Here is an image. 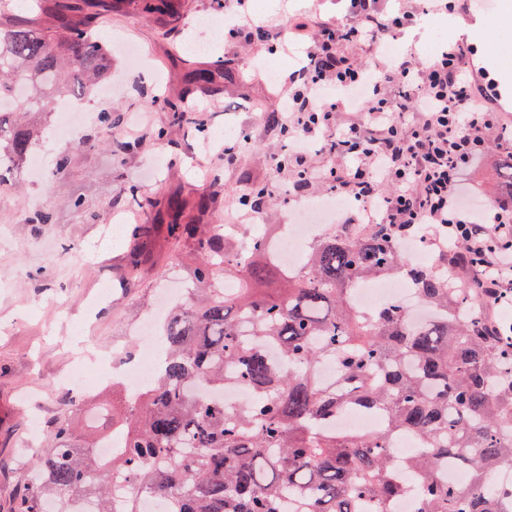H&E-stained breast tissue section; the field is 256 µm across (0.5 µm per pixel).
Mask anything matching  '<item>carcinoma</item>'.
Masks as SVG:
<instances>
[{"instance_id":"1","label":"carcinoma","mask_w":512,"mask_h":512,"mask_svg":"<svg viewBox=\"0 0 512 512\" xmlns=\"http://www.w3.org/2000/svg\"><path fill=\"white\" fill-rule=\"evenodd\" d=\"M73 9L58 3L60 25L43 33L0 24V101L11 104L0 110L1 192L17 185L37 136L23 116L63 91L93 94L112 73L111 50L67 21ZM167 234L198 254L195 288L163 321L153 385L127 413H112L123 444L103 459L98 441L57 417L53 445L35 458L41 482L19 485L10 512H45L53 496L140 512L135 495L115 506L113 490L90 478L101 469L168 503L165 512H359L364 501L386 512L402 496L415 497L419 512H512V492L494 483L512 465V342L492 319L473 316V290L408 264L373 227L341 224L312 245L287 291L229 294L216 273L271 274L269 238L253 234L240 251L216 224H169ZM394 274L432 310L428 322L413 324L395 302L355 306V288ZM326 361L336 366L332 384L318 375ZM229 386L249 401L233 410L216 403ZM351 408L381 410L384 427L341 435L326 426ZM399 433L414 435L421 453L396 464ZM450 464L470 483L445 480Z\"/></svg>"}]
</instances>
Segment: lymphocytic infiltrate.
<instances>
[{
	"instance_id": "lymphocytic-infiltrate-1",
	"label": "lymphocytic infiltrate",
	"mask_w": 512,
	"mask_h": 512,
	"mask_svg": "<svg viewBox=\"0 0 512 512\" xmlns=\"http://www.w3.org/2000/svg\"><path fill=\"white\" fill-rule=\"evenodd\" d=\"M346 25L320 24L308 62L288 76L280 114L289 135V199L303 187L355 203L354 223L375 207L398 242L416 241L446 260L449 246L470 261L482 310L512 303V207L484 214L465 204L463 177L484 159L490 136L512 142L501 112L475 96L474 78L460 46L441 48L426 62L415 53L368 67L357 49L383 45L395 32L415 27L419 14L406 0H348ZM356 113L339 123V112ZM319 142L334 165L313 163L307 143Z\"/></svg>"
}]
</instances>
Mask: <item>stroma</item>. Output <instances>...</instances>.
<instances>
[{
    "instance_id": "stroma-1",
    "label": "stroma",
    "mask_w": 512,
    "mask_h": 512,
    "mask_svg": "<svg viewBox=\"0 0 512 512\" xmlns=\"http://www.w3.org/2000/svg\"><path fill=\"white\" fill-rule=\"evenodd\" d=\"M147 12L141 0H112L90 31L105 44L131 40L139 44L160 76L152 83L147 68L135 67L120 51L112 53V74L122 87L112 98L114 129L84 126L81 146H63L55 138L58 117H37L35 153L53 151L66 157L64 173L55 169L39 177L22 174L15 190L0 193V512H9L17 487L29 481L37 453L48 443L51 421L70 415L75 428L91 436H113L109 416L93 424L86 408H125L132 389L118 384L89 395L85 406L70 405L59 388L71 374L81 342L105 352L114 345L133 350L131 334L164 290L194 286L197 255L170 240L148 248L137 276L128 273L134 240L130 225L116 236L105 226L113 215L135 212L140 224L171 220L168 197L176 190L207 195L208 213L187 209L184 223L225 221L238 205L246 185H266L270 194L259 221L283 225L289 204L277 193L288 172L275 162L288 152V137L267 115L279 112L283 83L258 77L255 65L279 63L292 73L304 58L308 41L242 35L225 37L219 21L236 17L242 29L247 17L236 14L233 0H154ZM346 0H265L264 18L288 30L295 15H307L310 26L345 19ZM215 20L204 51L187 53L186 41L197 22ZM206 73L205 82L190 87L191 71ZM184 97L198 115L194 125H172L162 103ZM236 145V158L224 159L225 145ZM508 150L498 147L468 172L466 195L494 204L500 166ZM42 198L50 215L46 224L33 220L29 197Z\"/></svg>"
}]
</instances>
